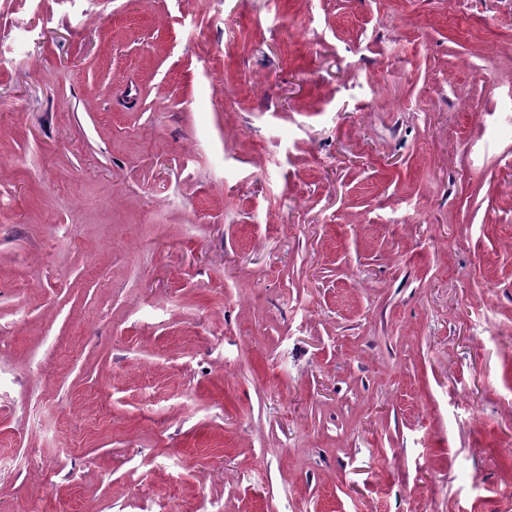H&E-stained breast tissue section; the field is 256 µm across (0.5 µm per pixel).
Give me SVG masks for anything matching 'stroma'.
<instances>
[{
    "mask_svg": "<svg viewBox=\"0 0 512 512\" xmlns=\"http://www.w3.org/2000/svg\"><path fill=\"white\" fill-rule=\"evenodd\" d=\"M0 512H512V0H0Z\"/></svg>",
    "mask_w": 512,
    "mask_h": 512,
    "instance_id": "35a3bbf8",
    "label": "stroma"
}]
</instances>
